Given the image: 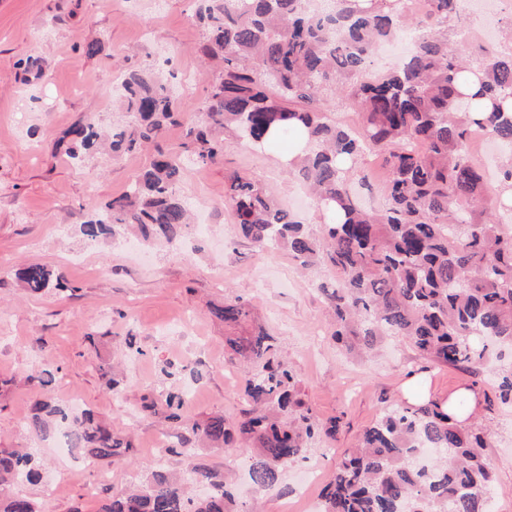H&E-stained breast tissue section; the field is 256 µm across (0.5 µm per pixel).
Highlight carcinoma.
<instances>
[{"mask_svg": "<svg viewBox=\"0 0 512 512\" xmlns=\"http://www.w3.org/2000/svg\"><path fill=\"white\" fill-rule=\"evenodd\" d=\"M328 2V12L319 16L305 0H249L243 11L233 0H201V52L221 59V66L206 120L187 127L189 155L157 152L123 195L89 205L79 231L95 241L118 225L136 224L146 241L171 243L191 224V207L177 185L191 168L224 156L219 130L275 147L299 125L307 151L297 172L313 201L336 207L339 220L312 234L251 175L233 171L225 177V201L241 234L262 251L286 249L304 268L333 272L335 284L320 291L349 353H369L384 337H401L429 361L466 368L475 387L491 347L512 343V231L494 215L498 207L512 210L497 196L498 186L512 184V167L491 183L464 142L472 129L483 128L512 147V44L485 48L480 67L465 45L448 44V21L461 0H431L424 18L393 10L402 0H375L370 7L361 0ZM405 30L413 38L402 64L374 70L377 47ZM466 70L479 76L470 96L461 88ZM172 79L149 71L126 74L128 127L108 130L82 121L70 130L66 155L81 161L101 142L115 158L141 152L173 117ZM340 91L360 116L357 131L329 118ZM365 153L381 157L385 168L380 210L363 208L348 189ZM18 277L35 293L52 282V273L38 264ZM213 314L234 326L249 317L238 300ZM226 343L255 366L242 398L258 409L233 427L222 415L194 423L177 435L178 445L190 454L197 441L240 449L248 455L251 481L271 489L281 468L304 457L306 442L321 428L263 329ZM498 378L497 398L509 403L512 369ZM27 380L42 390L24 423L32 437L45 439L57 422L68 420L82 454L95 462H120L132 451L92 412L71 418L54 404L52 370L30 371ZM489 447L481 424L463 427L434 401L391 405L336 466L322 512H491ZM192 473L213 492L195 499L184 480L155 470L142 488L112 496L102 512H253L242 510L221 472L199 464ZM40 479L34 451L0 448V512H42L14 492Z\"/></svg>", "mask_w": 512, "mask_h": 512, "instance_id": "carcinoma-1", "label": "carcinoma"}]
</instances>
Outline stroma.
Wrapping results in <instances>:
<instances>
[{"instance_id": "stroma-1", "label": "stroma", "mask_w": 512, "mask_h": 512, "mask_svg": "<svg viewBox=\"0 0 512 512\" xmlns=\"http://www.w3.org/2000/svg\"><path fill=\"white\" fill-rule=\"evenodd\" d=\"M194 0H0V448L36 449L43 480L22 494L43 512H100L107 500L145 482L158 440L175 444L183 421L223 415L238 421L248 405L241 397L245 372L226 343L233 328L212 315L235 297L251 318L244 331L263 327L276 356L295 374L301 396L334 435L315 438L305 460L282 471L275 489L255 487L244 455L215 446L193 459L169 452L167 466L189 474L203 463L223 471L240 503L261 512H308L343 452L384 407L400 401L408 372L425 367L430 392L449 394L470 382L460 367L423 366L406 340L386 338L373 355L353 359L332 336L328 307L319 291L324 271L305 272L285 250L258 251L241 236L229 212L214 211L209 235L187 228L176 245L128 249L131 232L91 243L78 230L90 203L124 193L148 163L149 152L114 163L89 153L69 161L59 141L79 120L109 127L123 119L112 79L134 69L172 68L192 87L178 97V123L160 142L180 150L187 122L202 119L214 77L198 48L205 34L193 20ZM95 44L96 53L85 50ZM40 57L45 77L26 83L17 62ZM276 151L228 141L222 161L193 168L179 186L195 208L223 201L225 175L251 174L297 220L318 228L322 216L299 180L276 165ZM40 264L63 276L70 289L28 290L19 268ZM56 369L53 399L92 411L133 444L131 458L111 467L112 482L88 497L96 479L81 461L58 458L24 429L39 389L25 370ZM188 391L180 420L160 401L164 391ZM493 437L488 450L496 476L495 501L512 512V407L494 406L483 418ZM313 466L318 479L307 498L293 496L299 470Z\"/></svg>"}]
</instances>
